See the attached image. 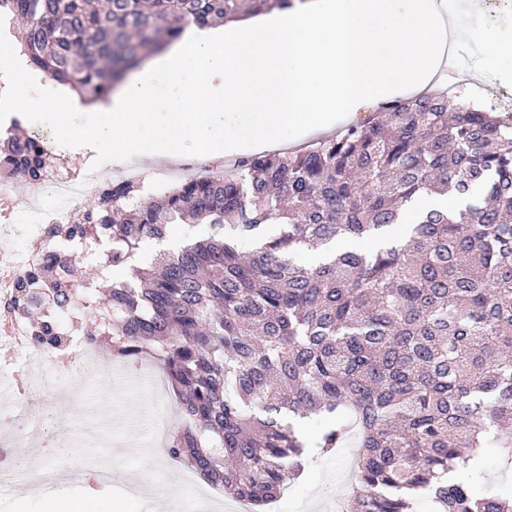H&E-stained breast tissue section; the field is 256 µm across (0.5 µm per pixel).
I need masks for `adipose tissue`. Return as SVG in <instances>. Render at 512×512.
Instances as JSON below:
<instances>
[{"instance_id":"adipose-tissue-1","label":"adipose tissue","mask_w":512,"mask_h":512,"mask_svg":"<svg viewBox=\"0 0 512 512\" xmlns=\"http://www.w3.org/2000/svg\"><path fill=\"white\" fill-rule=\"evenodd\" d=\"M442 0H296L221 27L189 26L105 102L85 105L11 63L16 99L74 131L95 158L171 161L198 146L213 163L290 128H331L403 90L432 88L448 40L466 38ZM110 115L99 124L98 114ZM157 128L152 138L141 129Z\"/></svg>"}]
</instances>
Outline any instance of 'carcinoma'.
Masks as SVG:
<instances>
[{
	"label": "carcinoma",
	"mask_w": 512,
	"mask_h": 512,
	"mask_svg": "<svg viewBox=\"0 0 512 512\" xmlns=\"http://www.w3.org/2000/svg\"><path fill=\"white\" fill-rule=\"evenodd\" d=\"M269 0H0L25 20L32 64L82 98H107L123 68L190 24L258 14ZM50 157L35 137L0 147V174L39 184ZM451 194L464 206L412 208ZM414 220L391 235L406 213ZM209 235L135 264L177 221ZM112 233L98 277L127 271L80 326L87 345L147 357L178 391L167 454L231 499L267 512L287 480L354 441L341 512H512L448 472L487 447L512 460V119L448 93L378 106L344 133L155 195L105 185L53 240ZM254 242L244 253L239 241ZM339 240L363 246L303 266L290 255ZM84 281L44 255L21 290L77 304ZM36 339L61 345L50 320ZM322 424L313 436L296 420Z\"/></svg>",
	"instance_id": "obj_1"
}]
</instances>
